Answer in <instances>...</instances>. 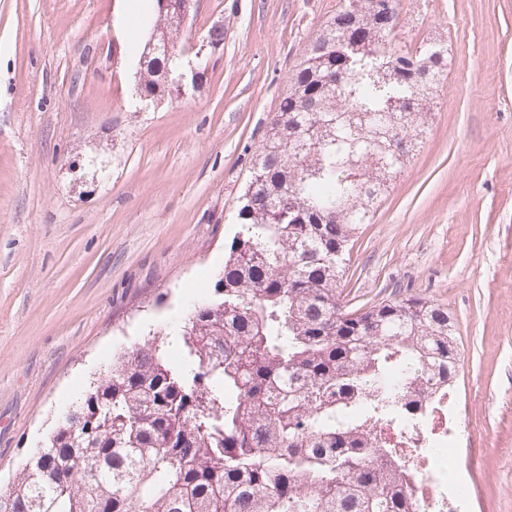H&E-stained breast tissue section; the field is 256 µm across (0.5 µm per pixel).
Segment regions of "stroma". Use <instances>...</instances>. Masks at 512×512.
I'll list each match as a JSON object with an SVG mask.
<instances>
[{"mask_svg": "<svg viewBox=\"0 0 512 512\" xmlns=\"http://www.w3.org/2000/svg\"><path fill=\"white\" fill-rule=\"evenodd\" d=\"M125 0H0V490L113 350L210 297L253 152L340 0H203L199 90L129 104L154 24ZM397 42L448 47L423 144L362 225L353 307L447 308L468 512H512V0H401Z\"/></svg>", "mask_w": 512, "mask_h": 512, "instance_id": "obj_1", "label": "stroma"}]
</instances>
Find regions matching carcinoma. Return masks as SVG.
I'll return each instance as SVG.
<instances>
[{"label":"carcinoma","instance_id":"cac0c4a2","mask_svg":"<svg viewBox=\"0 0 512 512\" xmlns=\"http://www.w3.org/2000/svg\"><path fill=\"white\" fill-rule=\"evenodd\" d=\"M399 0H342L268 122L215 296L123 349L61 408L0 512H422L384 431L456 382L448 311L418 295L352 308L359 226L423 142L448 49L395 46ZM177 10L132 98L180 90ZM362 51L356 52L351 45Z\"/></svg>","mask_w":512,"mask_h":512}]
</instances>
